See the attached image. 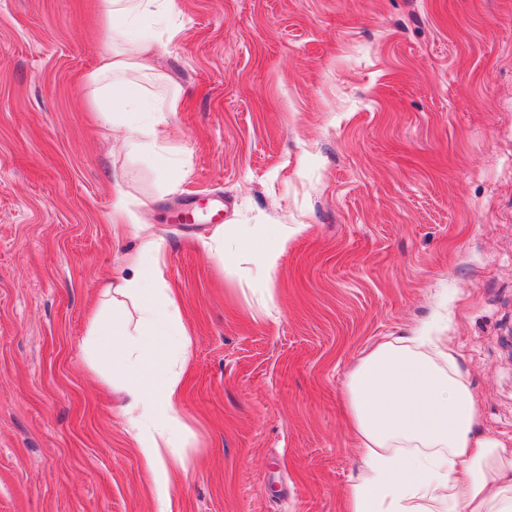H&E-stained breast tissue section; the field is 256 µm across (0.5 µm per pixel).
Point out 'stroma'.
<instances>
[{
  "label": "stroma",
  "mask_w": 512,
  "mask_h": 512,
  "mask_svg": "<svg viewBox=\"0 0 512 512\" xmlns=\"http://www.w3.org/2000/svg\"><path fill=\"white\" fill-rule=\"evenodd\" d=\"M168 26L148 84L181 90L167 173L93 109L100 0H0V512L157 510L85 348L136 243L119 194L194 339L171 512H343L364 472L349 374L426 324L512 438V0H175ZM282 224L302 230L259 279L249 251Z\"/></svg>",
  "instance_id": "35a3bbf8"
}]
</instances>
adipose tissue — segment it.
Returning <instances> with one entry per match:
<instances>
[{
  "label": "adipose tissue",
  "mask_w": 512,
  "mask_h": 512,
  "mask_svg": "<svg viewBox=\"0 0 512 512\" xmlns=\"http://www.w3.org/2000/svg\"><path fill=\"white\" fill-rule=\"evenodd\" d=\"M111 51L89 80L96 111L131 153L157 150L160 115L177 111L178 89L150 98L152 38L129 32L165 21L173 0H101ZM93 310L86 345L112 365V386L143 464L157 512H169L172 469L190 471L181 414L182 374L192 338L163 269L165 251L148 225ZM346 412L367 469L345 512H512V439L479 428L480 409L444 336H401L372 347L354 366Z\"/></svg>",
  "instance_id": "obj_1"
}]
</instances>
